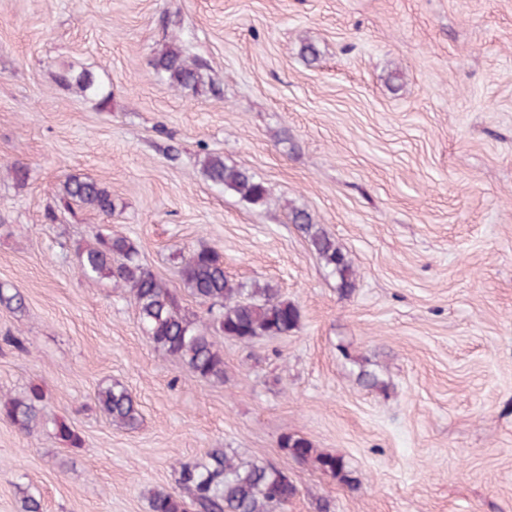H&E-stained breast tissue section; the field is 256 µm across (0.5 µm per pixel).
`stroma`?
Wrapping results in <instances>:
<instances>
[{"label": "stroma", "instance_id": "stroma-1", "mask_svg": "<svg viewBox=\"0 0 512 512\" xmlns=\"http://www.w3.org/2000/svg\"><path fill=\"white\" fill-rule=\"evenodd\" d=\"M175 43L204 65L198 91L150 65ZM84 70L107 103L59 80ZM209 153L267 203L211 185ZM71 174L111 192V216L63 209ZM295 209L351 259L352 290ZM103 228L186 311L206 306L181 257L206 245L234 281L278 288L297 329L217 337L223 382L196 377L79 274ZM0 282L24 299L0 308V395L45 394L32 433L0 419V512L26 491L43 512H148L210 448L284 471L282 512H512V0H0ZM115 381L137 429L94 405ZM287 431L348 482L287 455ZM291 223L297 226L329 272L337 278L340 289L354 288L356 273L350 259L322 227L314 224L306 211L299 209L293 210Z\"/></svg>", "mask_w": 512, "mask_h": 512}]
</instances>
